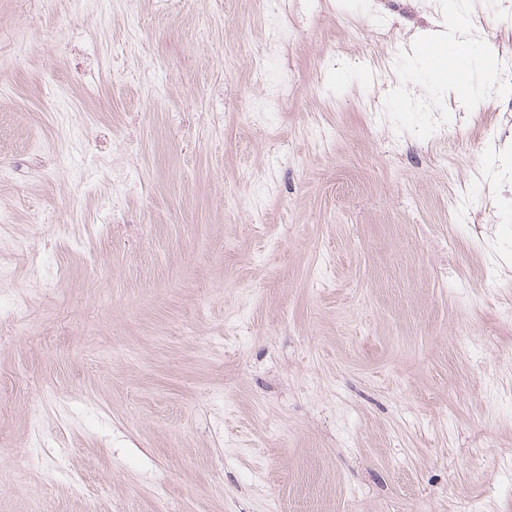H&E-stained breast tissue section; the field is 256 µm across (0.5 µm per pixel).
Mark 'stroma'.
<instances>
[{
	"mask_svg": "<svg viewBox=\"0 0 512 512\" xmlns=\"http://www.w3.org/2000/svg\"><path fill=\"white\" fill-rule=\"evenodd\" d=\"M287 6L272 53L262 0H0V203L56 276L0 246V512H512V0ZM434 46L435 48L432 50V54H429V64L433 69L443 75L440 89L444 92L451 93L455 102L461 101L466 103L470 109L477 110L479 102L470 95L469 90L461 82L458 67L444 66L443 58L451 60L453 57L451 47L454 46V42L448 39V42L443 41L436 43Z\"/></svg>",
	"mask_w": 512,
	"mask_h": 512,
	"instance_id": "35a3bbf8",
	"label": "stroma"
}]
</instances>
